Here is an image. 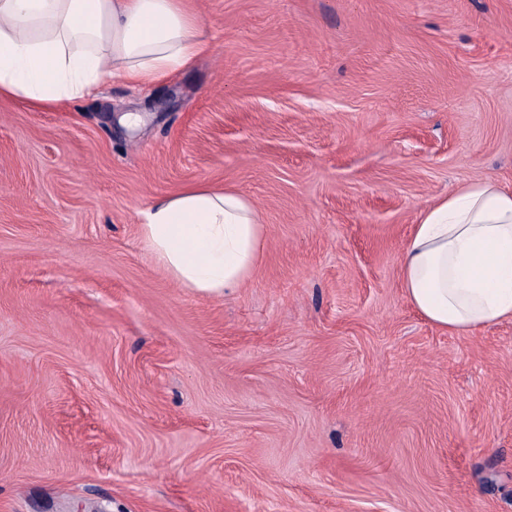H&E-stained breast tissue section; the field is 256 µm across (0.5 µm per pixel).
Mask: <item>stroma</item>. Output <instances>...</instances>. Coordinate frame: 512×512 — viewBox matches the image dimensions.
Segmentation results:
<instances>
[{"instance_id": "stroma-1", "label": "stroma", "mask_w": 512, "mask_h": 512, "mask_svg": "<svg viewBox=\"0 0 512 512\" xmlns=\"http://www.w3.org/2000/svg\"><path fill=\"white\" fill-rule=\"evenodd\" d=\"M195 6L152 90L0 98V512H512V322L443 332L399 282L421 208L512 187V0ZM198 182L266 229L221 299L139 235Z\"/></svg>"}]
</instances>
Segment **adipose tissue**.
Returning <instances> with one entry per match:
<instances>
[{"mask_svg":"<svg viewBox=\"0 0 512 512\" xmlns=\"http://www.w3.org/2000/svg\"><path fill=\"white\" fill-rule=\"evenodd\" d=\"M207 46L189 0H0V98L51 110L114 81L152 86ZM139 231L180 287L209 299L252 278L265 241L255 203L207 183L156 200ZM399 279L441 330L512 322V188L475 179L420 210Z\"/></svg>","mask_w":512,"mask_h":512,"instance_id":"ef3b65f1","label":"adipose tissue"}]
</instances>
